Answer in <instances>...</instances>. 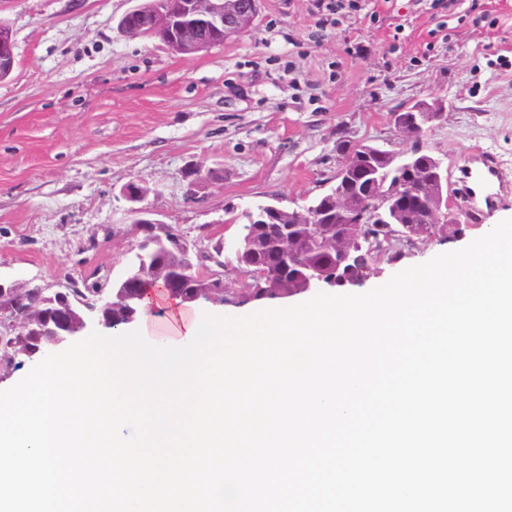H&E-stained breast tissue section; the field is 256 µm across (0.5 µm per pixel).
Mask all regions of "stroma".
Instances as JSON below:
<instances>
[{
  "label": "stroma",
  "instance_id": "35a3bbf8",
  "mask_svg": "<svg viewBox=\"0 0 512 512\" xmlns=\"http://www.w3.org/2000/svg\"><path fill=\"white\" fill-rule=\"evenodd\" d=\"M140 2L0 0L17 56L0 81L1 284L51 294L70 278L118 281L141 238L123 193L134 181L154 219L199 250L223 246L226 301L199 308L252 314L238 301L236 216L322 195L342 140L441 158L452 197L477 147L507 181L463 236L406 250L367 286L512 219V0H461L453 15L430 0H364L319 37L314 0H262L249 30L191 55L121 33ZM434 97L442 121L404 138L391 112Z\"/></svg>",
  "mask_w": 512,
  "mask_h": 512
}]
</instances>
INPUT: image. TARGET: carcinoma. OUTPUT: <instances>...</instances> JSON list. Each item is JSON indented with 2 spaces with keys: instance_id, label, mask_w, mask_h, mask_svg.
<instances>
[{
  "instance_id": "cac0c4a2",
  "label": "carcinoma",
  "mask_w": 512,
  "mask_h": 512,
  "mask_svg": "<svg viewBox=\"0 0 512 512\" xmlns=\"http://www.w3.org/2000/svg\"><path fill=\"white\" fill-rule=\"evenodd\" d=\"M125 30L132 39L145 37V17L138 14L129 16ZM354 162L360 203L370 204L374 188L370 185L369 169L385 165L386 160L360 149L354 156ZM436 163L437 158L421 155L411 167V174L422 182L419 192L408 197L393 195L389 199L398 211V223L359 225L364 240L353 256L349 270L344 273L336 270L334 257L337 248L350 243L355 215L353 211H342L336 206V197L349 191L344 182L336 181L330 192L314 202L313 207L321 214L320 224H286L274 215L262 223L246 220L240 236L244 249L237 260V268L244 276V293L248 299L259 301L300 294L305 276L311 270L361 284L378 260H396L404 246L436 236L441 239L457 237L463 230L460 222L431 224L423 213L425 196L433 189L430 177ZM154 236L164 242V247L155 254V262L166 276L159 279L146 269L141 273V285L162 288L169 296L186 303L199 299L224 301L223 248L218 246L214 249L211 256L213 265L202 274L191 277L184 272L187 257L174 245V239L180 236L178 230L168 225L166 230L156 232ZM127 309L128 305L114 299L112 307L103 309V313L112 320V326L119 327L127 321ZM9 317L10 314L0 312L3 362L8 365L18 358L31 359L42 352L47 346V337L27 336L21 329L6 328Z\"/></svg>"
}]
</instances>
